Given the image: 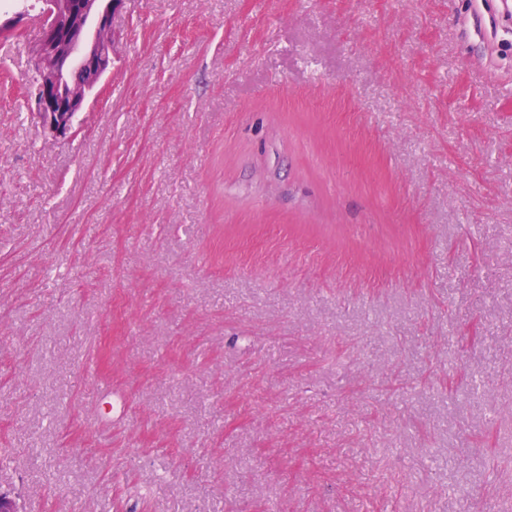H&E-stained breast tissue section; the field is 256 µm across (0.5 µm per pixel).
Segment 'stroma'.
Here are the masks:
<instances>
[{"label":"stroma","mask_w":512,"mask_h":512,"mask_svg":"<svg viewBox=\"0 0 512 512\" xmlns=\"http://www.w3.org/2000/svg\"><path fill=\"white\" fill-rule=\"evenodd\" d=\"M10 9L21 512H512V0H126L68 140Z\"/></svg>","instance_id":"obj_1"}]
</instances>
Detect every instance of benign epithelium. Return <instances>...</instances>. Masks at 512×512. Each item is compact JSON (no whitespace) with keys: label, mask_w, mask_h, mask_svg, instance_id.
Masks as SVG:
<instances>
[{"label":"benign epithelium","mask_w":512,"mask_h":512,"mask_svg":"<svg viewBox=\"0 0 512 512\" xmlns=\"http://www.w3.org/2000/svg\"><path fill=\"white\" fill-rule=\"evenodd\" d=\"M125 0H41L39 38L27 48L38 76L34 115L54 139L73 136L100 79L112 71L115 21ZM24 14L0 16V42L20 33Z\"/></svg>","instance_id":"1"}]
</instances>
